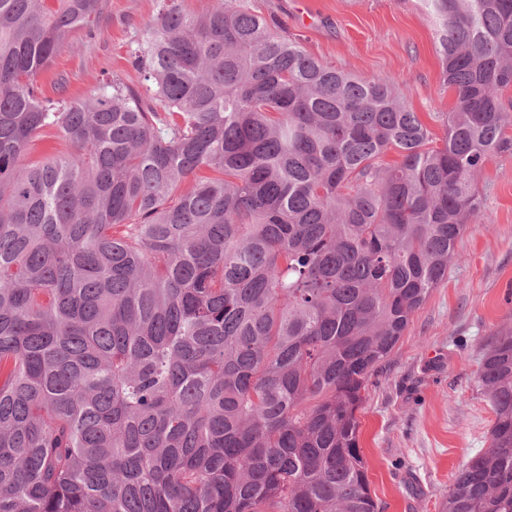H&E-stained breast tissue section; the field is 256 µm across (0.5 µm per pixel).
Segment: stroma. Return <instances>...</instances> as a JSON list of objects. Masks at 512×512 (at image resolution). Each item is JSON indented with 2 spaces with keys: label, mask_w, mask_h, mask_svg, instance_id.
Masks as SVG:
<instances>
[{
  "label": "stroma",
  "mask_w": 512,
  "mask_h": 512,
  "mask_svg": "<svg viewBox=\"0 0 512 512\" xmlns=\"http://www.w3.org/2000/svg\"><path fill=\"white\" fill-rule=\"evenodd\" d=\"M163 0H104L95 32L71 35L38 82L72 101L100 80L137 86L131 50ZM324 64L407 87V106L434 140L452 96L442 83L434 25L419 0H246ZM483 207L456 245L446 280L414 315L372 376L359 446L381 512H442L459 469L489 446L491 406L476 382L478 362L499 330L512 327V146L490 156L478 181Z\"/></svg>",
  "instance_id": "obj_1"
}]
</instances>
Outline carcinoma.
I'll return each mask as SVG.
<instances>
[{
	"instance_id": "obj_1",
	"label": "carcinoma",
	"mask_w": 512,
	"mask_h": 512,
	"mask_svg": "<svg viewBox=\"0 0 512 512\" xmlns=\"http://www.w3.org/2000/svg\"><path fill=\"white\" fill-rule=\"evenodd\" d=\"M164 2L145 90L67 102L36 79L102 0H0V512H378L358 412L509 145L512 0H420L439 146L245 0ZM477 383L489 446L444 509L512 512L511 329Z\"/></svg>"
}]
</instances>
